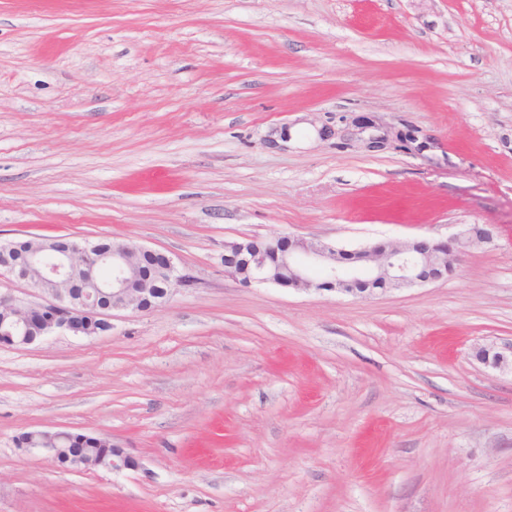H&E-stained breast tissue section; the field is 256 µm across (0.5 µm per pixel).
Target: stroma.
<instances>
[{
    "label": "stroma",
    "instance_id": "35a3bbf8",
    "mask_svg": "<svg viewBox=\"0 0 512 512\" xmlns=\"http://www.w3.org/2000/svg\"><path fill=\"white\" fill-rule=\"evenodd\" d=\"M474 226L369 300L224 275L229 241ZM56 236L191 282L0 346V512H512V372L475 357L512 344V0H0V239ZM58 429L135 464L17 444ZM69 433L50 430L37 431L30 435V440L27 443H35V439L38 438V443L34 445V447L46 451L57 467L67 471H80L83 469L93 470L99 468L113 471L132 467L135 464L133 457L126 453L124 449L114 452L112 448H109L112 457L108 451L105 450H102L96 455H64L70 448H85L86 451L96 453V448L110 442L108 437L102 436L101 434L72 433L71 436L69 435L67 439H64L60 443V445L65 448V452L63 453L62 449L58 448L57 442Z\"/></svg>",
    "mask_w": 512,
    "mask_h": 512
}]
</instances>
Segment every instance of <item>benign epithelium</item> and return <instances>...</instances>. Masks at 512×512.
Masks as SVG:
<instances>
[{
	"mask_svg": "<svg viewBox=\"0 0 512 512\" xmlns=\"http://www.w3.org/2000/svg\"><path fill=\"white\" fill-rule=\"evenodd\" d=\"M372 130L370 149L382 148L392 131L362 123ZM464 245L454 236L446 242L413 240L376 244L359 249H339L325 243L287 236L245 239L224 244V276L244 286L269 283L301 291L336 292L368 299L377 291L409 284H426L452 271ZM161 261L167 278L146 287L136 277L139 256ZM24 283L48 300L33 305L11 294H0V345H29L57 332L92 336L111 328L105 319L111 311L138 313L166 304L189 285L173 259L144 245L110 241L76 242L53 239L39 248L19 249L16 242H0V278ZM481 363L511 369L512 358L493 348H480ZM64 431H37L30 435L36 447L46 451L57 467L67 471L120 470L135 464L125 451L96 455L65 454L57 442Z\"/></svg>",
	"mask_w": 512,
	"mask_h": 512,
	"instance_id": "obj_1",
	"label": "benign epithelium"
}]
</instances>
